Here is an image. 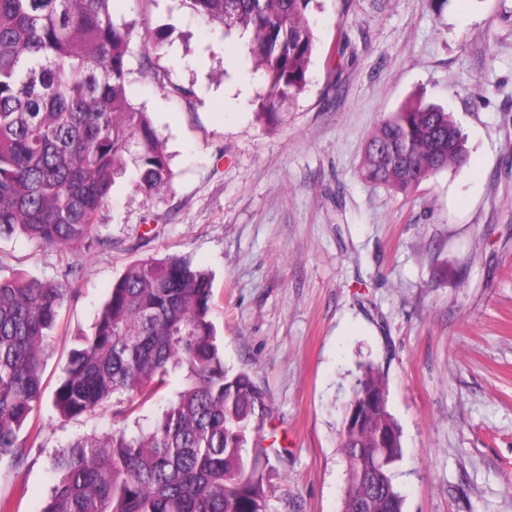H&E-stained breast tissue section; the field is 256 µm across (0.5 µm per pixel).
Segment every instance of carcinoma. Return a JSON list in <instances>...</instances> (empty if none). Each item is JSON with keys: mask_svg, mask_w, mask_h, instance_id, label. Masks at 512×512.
I'll return each instance as SVG.
<instances>
[{"mask_svg": "<svg viewBox=\"0 0 512 512\" xmlns=\"http://www.w3.org/2000/svg\"><path fill=\"white\" fill-rule=\"evenodd\" d=\"M225 31L250 32L266 92L259 111L285 110L308 82L316 39L312 0H184ZM112 0H0V238L61 250L91 247L117 180L151 200L172 188L149 115L127 94L134 21ZM465 157L464 137L438 106H406L369 139L363 171L407 190ZM0 275V459L16 468L39 444L42 356L69 293ZM213 281L184 256L132 260L90 331L68 354L52 407L62 422L101 411L114 426L53 457L42 512H269L266 472L287 463L267 430L263 391L224 364L210 317ZM182 388L166 399L171 374ZM154 401L148 426L124 425ZM402 433L379 366H360L338 446L347 472L342 512H404L393 483Z\"/></svg>", "mask_w": 512, "mask_h": 512, "instance_id": "1", "label": "carcinoma"}]
</instances>
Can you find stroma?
I'll return each instance as SVG.
<instances>
[{"mask_svg": "<svg viewBox=\"0 0 512 512\" xmlns=\"http://www.w3.org/2000/svg\"><path fill=\"white\" fill-rule=\"evenodd\" d=\"M112 7L136 24L129 96L173 183L149 201L118 181L89 250L0 239L4 270L48 283L76 271L47 392L129 262L185 255L212 273L224 362L263 390L288 453L272 512H341V407L370 362L402 430L405 512H512V0H314L310 81L272 121L247 37L184 0ZM417 98L452 115L466 156L401 192L364 176V149ZM38 416L31 465L0 460V497L25 489L19 512H41L61 445L112 427L107 413L59 423L47 400Z\"/></svg>", "mask_w": 512, "mask_h": 512, "instance_id": "1", "label": "stroma"}]
</instances>
